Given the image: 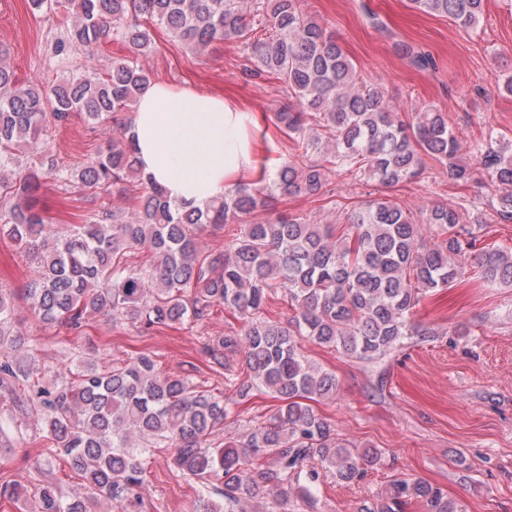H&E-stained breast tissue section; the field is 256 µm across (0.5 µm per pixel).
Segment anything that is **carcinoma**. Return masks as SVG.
Returning <instances> with one entry per match:
<instances>
[{"instance_id": "carcinoma-1", "label": "carcinoma", "mask_w": 512, "mask_h": 512, "mask_svg": "<svg viewBox=\"0 0 512 512\" xmlns=\"http://www.w3.org/2000/svg\"><path fill=\"white\" fill-rule=\"evenodd\" d=\"M301 0H30L32 10L56 20L53 58L98 55L107 38L125 46L92 72L69 71L48 87L17 75L0 45V238L10 240L36 268L25 285L34 315L44 324L78 331L97 317L141 330L203 320L215 305L237 313L241 330L209 339L205 352L224 376L235 373L230 355L244 354L243 397L261 387L280 402L270 422L244 441L217 443L236 423L234 400L167 374L149 354L108 366L91 350L68 375L44 383L36 350L16 329L12 294L0 288V436L23 438L25 415L35 410L42 432L85 489L67 496L54 480L28 488L0 484V500L16 512H91L108 503L136 512L145 484L142 457L173 449L183 477L206 491L198 512H243L242 496L274 492L269 512H288L291 490L315 501L321 474L351 485L382 460L338 438L309 401L336 394V375L302 352L306 338L344 355L374 361L412 334L411 318L424 294L453 284L472 259L487 284L512 285V251L477 248L486 215L434 204L415 218L390 196L420 173L422 155L467 183L474 170L456 161L461 145L440 110L410 115L389 111L381 89L368 84L335 37L306 16ZM425 13L472 27L485 0H412ZM192 51L235 42L249 72L282 83L292 104L274 113L278 131L315 155L288 161L267 197L324 195L330 175L343 168L384 188L377 197L314 222L279 212L258 221L266 200L242 185L201 209L173 203L139 167L133 137L119 127L106 149L71 168L47 162L52 132L78 113L91 126L127 112L151 82L141 58L155 52L152 27ZM479 164L499 188L497 215L512 219V153L488 140ZM48 182L98 200L131 194L130 211L104 205L62 231L46 228L36 194ZM238 224L222 248L203 250L199 234L211 224ZM347 229L337 232V224ZM436 228L426 242L421 225ZM288 299L284 321L265 316L273 295ZM424 512H465L443 489L423 480L395 479L364 512H404L410 501Z\"/></svg>"}]
</instances>
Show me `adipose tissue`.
Returning <instances> with one entry per match:
<instances>
[{
  "label": "adipose tissue",
  "instance_id": "1",
  "mask_svg": "<svg viewBox=\"0 0 512 512\" xmlns=\"http://www.w3.org/2000/svg\"><path fill=\"white\" fill-rule=\"evenodd\" d=\"M257 123L233 100L159 82L141 91L129 117L145 176L172 201L200 208L252 175Z\"/></svg>",
  "mask_w": 512,
  "mask_h": 512
}]
</instances>
